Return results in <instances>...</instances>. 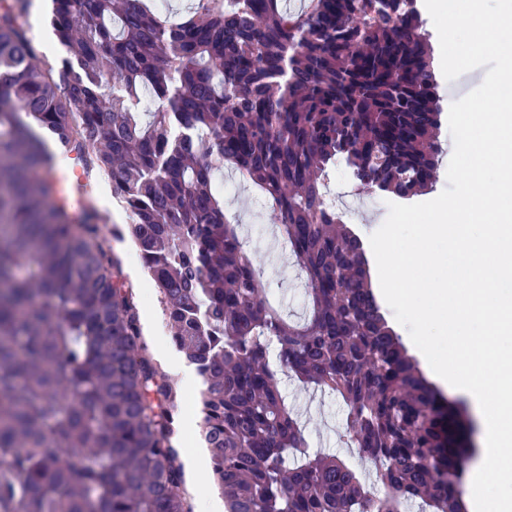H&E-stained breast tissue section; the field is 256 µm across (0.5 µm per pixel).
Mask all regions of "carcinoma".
Instances as JSON below:
<instances>
[{
  "mask_svg": "<svg viewBox=\"0 0 512 512\" xmlns=\"http://www.w3.org/2000/svg\"><path fill=\"white\" fill-rule=\"evenodd\" d=\"M51 0L65 55L39 65L27 0H0V512H194L178 385L143 332V299L84 194L58 203L57 151L107 180L196 400L225 512H465L470 441L389 325L361 240L326 200L416 196L438 178L440 112L416 0ZM256 188L304 290L268 285L215 186ZM345 405L367 478L311 454L279 384Z\"/></svg>",
  "mask_w": 512,
  "mask_h": 512,
  "instance_id": "obj_1",
  "label": "carcinoma"
}]
</instances>
